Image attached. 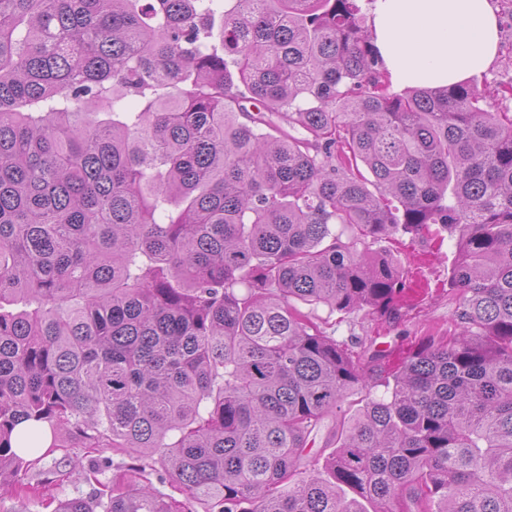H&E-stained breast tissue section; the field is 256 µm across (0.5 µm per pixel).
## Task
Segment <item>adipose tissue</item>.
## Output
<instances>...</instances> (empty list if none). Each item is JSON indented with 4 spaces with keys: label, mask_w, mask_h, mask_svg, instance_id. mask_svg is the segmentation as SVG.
<instances>
[{
    "label": "adipose tissue",
    "mask_w": 512,
    "mask_h": 512,
    "mask_svg": "<svg viewBox=\"0 0 512 512\" xmlns=\"http://www.w3.org/2000/svg\"><path fill=\"white\" fill-rule=\"evenodd\" d=\"M371 40L391 86H441L489 69L500 49L492 0H370Z\"/></svg>",
    "instance_id": "ef3b65f1"
}]
</instances>
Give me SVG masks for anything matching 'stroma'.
Wrapping results in <instances>:
<instances>
[{
    "label": "stroma",
    "mask_w": 512,
    "mask_h": 512,
    "mask_svg": "<svg viewBox=\"0 0 512 512\" xmlns=\"http://www.w3.org/2000/svg\"><path fill=\"white\" fill-rule=\"evenodd\" d=\"M374 248L388 250L407 281L425 289V296L415 306L392 313L364 309L340 315L330 313L326 306H318L313 314L326 320L328 334L356 351L369 348L395 352L421 337L454 332L457 302L448 285V274L456 256L455 238L445 237L442 247L438 248L433 242L399 235L375 243ZM92 459V454L70 439L65 448L42 462L40 470L19 471L11 481L15 484L47 481L48 470L58 466L70 471L71 477L64 482H48L50 494L61 500L88 497L95 494L97 487L84 481L81 474Z\"/></svg>",
    "instance_id": "1"
}]
</instances>
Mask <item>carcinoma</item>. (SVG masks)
Wrapping results in <instances>:
<instances>
[{
	"mask_svg": "<svg viewBox=\"0 0 512 512\" xmlns=\"http://www.w3.org/2000/svg\"><path fill=\"white\" fill-rule=\"evenodd\" d=\"M381 66L359 0H0V481L75 437L137 463L55 512H512V112ZM434 225L458 334L297 307L410 306L369 247ZM365 395L364 392H358L356 390L350 391L348 395L345 397L344 401L341 404V409L336 411V417H331L325 421L324 426L318 432L315 442L312 448V453L310 454V459L314 457H319L322 454V450L324 448L325 440L328 436L329 431L336 425V427L340 426L341 422L347 423L351 421V418L354 415L355 409L359 406L357 403L361 399L362 396Z\"/></svg>",
	"mask_w": 512,
	"mask_h": 512,
	"instance_id": "cac0c4a2",
	"label": "carcinoma"
}]
</instances>
